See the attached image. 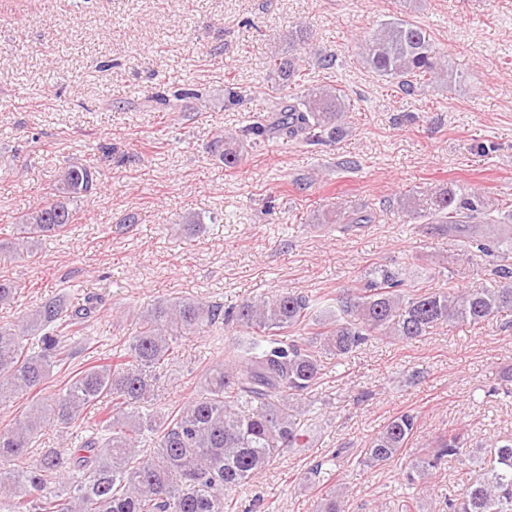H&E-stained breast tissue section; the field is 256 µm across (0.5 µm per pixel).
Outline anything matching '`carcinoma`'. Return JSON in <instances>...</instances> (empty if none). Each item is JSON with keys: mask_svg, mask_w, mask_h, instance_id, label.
Instances as JSON below:
<instances>
[{"mask_svg": "<svg viewBox=\"0 0 512 512\" xmlns=\"http://www.w3.org/2000/svg\"><path fill=\"white\" fill-rule=\"evenodd\" d=\"M364 67L405 89L445 76L442 55L417 21L394 18L380 24L360 44ZM283 86L295 81V57L273 61ZM354 111L340 86L306 88L282 101L274 121L256 115L239 131L254 144L271 135L305 143L343 132L345 114ZM231 169L240 155L213 142ZM99 164L92 161L62 169L56 191L23 219L32 237L62 234L74 221L66 199L97 186ZM413 219H429L455 232L494 208L484 195L456 184L412 191L403 200ZM374 214L341 211L349 229L369 224ZM491 257L484 267L491 286L453 292L413 291L405 295V273L375 269L362 286L336 295V309L322 298L293 291L247 298L231 308L194 299L159 300L147 309L124 352L68 373L57 392L38 398L29 412L0 428V504L7 512H224V489L255 480L284 452L309 447L319 425L304 427L295 415L310 406L322 370L321 354L344 356L375 338L417 340L437 325L482 324L512 310V267L498 263L500 247L512 250V225L488 221L471 239ZM21 284L0 276V305L15 301ZM102 306L91 294L73 305L65 295L42 302L18 323L0 325V409L20 392H41L54 369L71 365L84 330ZM242 328L251 336L234 346L224 363L206 370L200 390L178 410L157 404L154 382L174 358L173 324L188 333L205 332L217 322ZM309 337L297 336L299 330ZM38 336L39 351L27 341ZM101 406L94 428L68 434L92 406ZM60 433L66 450L30 445L44 429ZM417 428V416L401 412L371 439L360 463L384 465L402 453ZM496 465L483 480L448 494V512H512V439L494 443ZM473 457L464 433L449 431L435 448L418 458L407 483L431 487L434 472L449 459ZM338 490L315 505L316 512H340Z\"/></svg>", "mask_w": 512, "mask_h": 512, "instance_id": "cac0c4a2", "label": "carcinoma"}]
</instances>
